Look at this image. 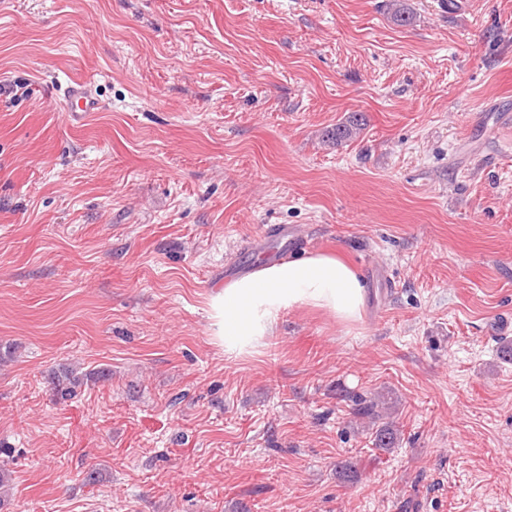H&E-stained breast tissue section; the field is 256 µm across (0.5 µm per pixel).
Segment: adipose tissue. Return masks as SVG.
Here are the masks:
<instances>
[{"label":"adipose tissue","instance_id":"ef3b65f1","mask_svg":"<svg viewBox=\"0 0 512 512\" xmlns=\"http://www.w3.org/2000/svg\"><path fill=\"white\" fill-rule=\"evenodd\" d=\"M365 287L340 258L312 253L259 266L225 284L210 299L211 331L230 356L256 353L272 335L283 311L307 306L343 323L360 319Z\"/></svg>","mask_w":512,"mask_h":512}]
</instances>
